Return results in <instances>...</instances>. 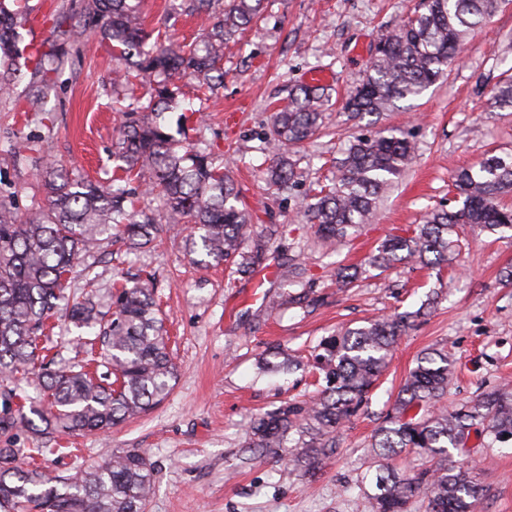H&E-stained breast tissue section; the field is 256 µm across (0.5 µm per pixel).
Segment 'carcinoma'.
Segmentation results:
<instances>
[{
  "instance_id": "1",
  "label": "carcinoma",
  "mask_w": 512,
  "mask_h": 512,
  "mask_svg": "<svg viewBox=\"0 0 512 512\" xmlns=\"http://www.w3.org/2000/svg\"><path fill=\"white\" fill-rule=\"evenodd\" d=\"M210 0H189L188 12L204 20L203 38L192 46L171 40L148 44L141 13L130 0H71L52 10L57 43L49 49H19L18 28L31 22L15 0L11 9L0 0V104L20 112H42L55 78L69 62L68 47L89 28L112 42L120 64L112 71V109L122 114L113 160L123 176L105 184L73 178L54 163L37 172L45 203L18 215L14 200L0 192V440L21 432L58 438L74 433H105L143 416L163 402L176 378L168 331L152 278L137 277L101 297L81 299L66 293L69 275L81 257L99 246L101 236L116 229L129 249L156 240L165 224L190 229L188 251L206 261L235 267L244 276L269 259L272 229L254 230L255 217L241 201L231 167L211 153L185 147L166 133L158 118L177 100V78L196 82L198 100L207 104L224 84V44L257 22L264 0H228L222 12L209 11ZM512 0H419L413 17L380 37L360 84L347 96L344 109L355 117L379 115L418 97L448 71L468 33L483 25ZM30 74L21 98L16 79ZM148 81L147 100L133 94ZM325 88L298 85L278 108L264 133L268 163L265 181L278 195L292 194L297 180L294 148L313 137L323 118ZM493 101L512 110V76L500 77ZM32 137L12 144L15 161L35 150ZM415 158L411 133L400 127L380 129L350 141L334 161L330 183L299 209L315 224L324 241L343 242L350 230L368 223L383 194ZM148 172L143 194L160 197L159 219H137L139 192L133 179ZM461 206L426 213L406 235H390L368 259L380 271L415 262L440 271L455 246L453 237L467 227L492 234L512 231V208L501 204L512 192V155H489L453 178ZM90 336L91 362L57 366L43 343L50 320L58 314ZM412 315L394 313L356 328L327 336L312 355L317 388L308 401L283 403L250 420L243 447L250 451L285 448L300 452L293 466L315 474L336 453V431L367 400L387 366L398 337L411 326ZM299 366L292 356L273 348L262 356L260 370ZM454 360L445 349H431L398 392L391 410L373 436L378 459L376 492L368 495L372 512H407L415 496L426 500V512H479L484 496L474 470L453 464L451 450L475 438L491 448L512 440V386L507 384L470 407L448 411L440 406L448 393ZM37 378L46 404L24 412L21 383ZM415 451L434 461L414 474L398 472L391 460ZM44 448L0 446V512H145L155 483L146 453L131 448L102 463L57 479L25 461Z\"/></svg>"
}]
</instances>
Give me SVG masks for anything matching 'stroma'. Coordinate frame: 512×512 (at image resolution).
<instances>
[{
  "instance_id": "stroma-1",
  "label": "stroma",
  "mask_w": 512,
  "mask_h": 512,
  "mask_svg": "<svg viewBox=\"0 0 512 512\" xmlns=\"http://www.w3.org/2000/svg\"><path fill=\"white\" fill-rule=\"evenodd\" d=\"M417 0H265L257 25L224 50V86L209 104L205 124L186 120L199 102L183 85L177 105L161 123L181 144L212 153L243 155L235 178L259 226L283 224L274 242L280 260L264 282L230 280L224 265H197L187 253L184 225H165L157 245L135 255L119 242L103 243L82 266L98 288L142 273L153 274L178 376L167 399L148 415L118 425L112 433L58 439L39 458L44 471L67 477L113 453L137 448L156 468L146 512H369L366 499L375 472L372 435L394 402L416 359L444 348L455 360L446 405L456 410L512 382V237L466 230L458 257L443 274L415 263L386 272L369 270L356 286L339 287L337 265H357L375 252L387 233L410 230L424 213L448 201V187L461 168L486 154H512V112L494 108L491 90L512 53V6L467 36L460 61L419 97L381 114L375 125L344 112L342 100L363 77L381 33L413 16ZM146 25L156 35L189 44L202 30L182 0H142ZM112 44L92 34L58 78L47 100L50 120L0 106V191L19 210L43 203L34 175L45 162L75 176L110 182L119 116L112 110ZM323 72L331 90L327 136L298 152L304 189L332 171L349 140L371 127H411L417 132L414 163L389 189L368 224L338 246L317 239L315 227L295 199L271 194L258 173L267 156L261 136L277 104L293 85ZM33 136L38 149L25 162L10 156L14 136ZM300 259L320 305L293 303L300 291L291 263ZM87 276V277H88ZM431 308H424V301ZM399 312L419 317L400 336L391 362L370 398L336 433L335 455L314 476L292 471L287 449L249 455L241 443L252 415L311 391L308 372L264 373L260 357L269 348L308 356L322 338L365 319ZM484 488L482 512H512V442L467 448Z\"/></svg>"
}]
</instances>
